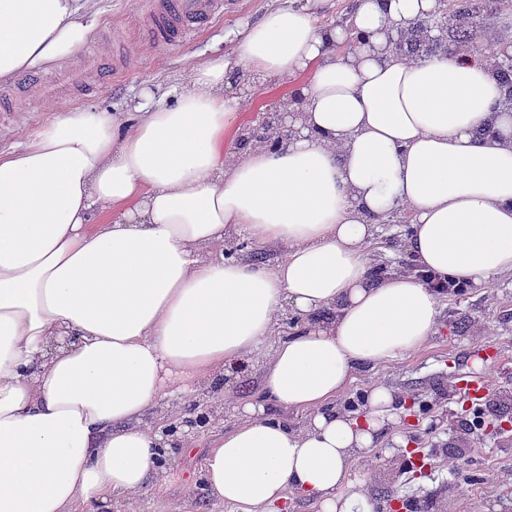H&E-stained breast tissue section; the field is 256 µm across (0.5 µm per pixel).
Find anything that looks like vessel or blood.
<instances>
[{"instance_id": "vessel-or-blood-1", "label": "vessel or blood", "mask_w": 512, "mask_h": 512, "mask_svg": "<svg viewBox=\"0 0 512 512\" xmlns=\"http://www.w3.org/2000/svg\"><path fill=\"white\" fill-rule=\"evenodd\" d=\"M228 0H140L145 39L155 45H179L223 15Z\"/></svg>"}]
</instances>
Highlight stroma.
<instances>
[{
  "mask_svg": "<svg viewBox=\"0 0 512 512\" xmlns=\"http://www.w3.org/2000/svg\"><path fill=\"white\" fill-rule=\"evenodd\" d=\"M287 0H235L222 17L192 40L177 46H157L142 36V18L136 0H94L92 33L72 59L42 69L43 90L29 98L22 80L0 81V91L16 100L14 111L0 115V152L22 143L53 113L66 108L85 107L114 112H133L140 105H170L175 92L195 68L215 58L226 64V84L230 93L249 98L242 121L250 123L257 113L273 112L287 102L291 89L286 85H255L239 77L236 47L248 28L267 10L286 7ZM121 38L124 58L118 75L92 84L90 92L69 102L54 95L59 77L77 86L87 84L85 60L92 52L111 54L113 38ZM409 232L405 224L381 225L373 246L378 263L391 269L404 268L410 257L403 243ZM512 365V275L490 278L482 288L443 299L438 333L430 343L409 357L388 361L358 372L340 394L336 408H345L349 399L382 383L399 395H413L429 403V411L417 412L406 423L409 440L421 448L458 447L452 427L460 404L448 396L450 385L477 377L496 380L501 391L512 392V373L496 370L495 360ZM260 367L241 376L225 378L222 397L224 423L206 426L193 447L177 449L161 479L148 487L142 512H161L173 504L189 506L196 512H226L223 503L206 498L198 481L203 459L211 441L232 429L233 407L259 390ZM398 495L436 496L435 512H476L478 506L490 512H512V428L502 431L485 428L484 437L470 443L464 462L456 468H414L396 484Z\"/></svg>",
  "mask_w": 512,
  "mask_h": 512,
  "instance_id": "obj_1",
  "label": "stroma"
}]
</instances>
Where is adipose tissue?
I'll return each mask as SVG.
<instances>
[{"label": "adipose tissue", "instance_id": "obj_1", "mask_svg": "<svg viewBox=\"0 0 512 512\" xmlns=\"http://www.w3.org/2000/svg\"><path fill=\"white\" fill-rule=\"evenodd\" d=\"M90 2L0 0V81L71 59ZM329 6L267 11L236 48L248 76L300 81L289 137L229 150L245 101L218 58L174 104L57 112L0 154V512H140L168 448L194 439L146 413L258 354L261 389L205 456V491L228 512H283L292 494L373 512L348 476L398 426L395 396L332 403L358 370L423 349L441 300L376 273L377 221L408 216L438 277L512 274V112L480 53L386 52L437 0H350L342 25L320 22ZM355 29L370 44L345 51ZM233 233L282 259H225ZM243 240L251 242L253 247L257 248L258 252H261L263 260L255 261L254 258H251V256L249 254H247V252H241L243 254V256H241V258H243V259L257 262L260 265H262L263 267H265L267 269H271V268L275 267L276 264L282 258V253L278 247H276L274 245H269V244H260L256 241H254L253 239H250L244 235L234 234L232 237V243L230 245H233V243L236 244ZM230 245H229V247H230Z\"/></svg>", "mask_w": 512, "mask_h": 512}]
</instances>
